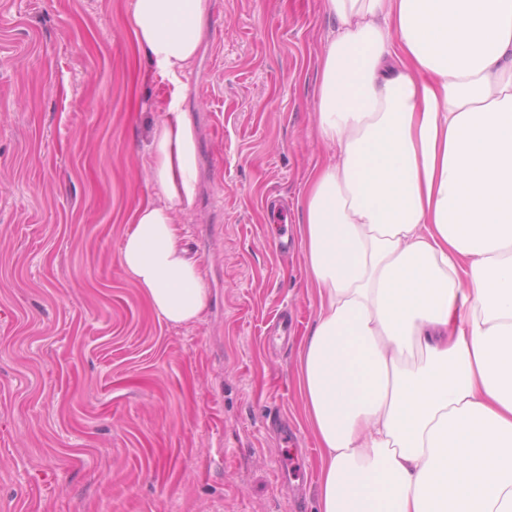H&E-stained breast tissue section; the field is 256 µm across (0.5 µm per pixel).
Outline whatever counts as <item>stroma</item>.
I'll return each instance as SVG.
<instances>
[{
  "label": "stroma",
  "mask_w": 512,
  "mask_h": 512,
  "mask_svg": "<svg viewBox=\"0 0 512 512\" xmlns=\"http://www.w3.org/2000/svg\"><path fill=\"white\" fill-rule=\"evenodd\" d=\"M322 2L207 0L180 222L208 305L174 327L119 260L173 91L127 0H0V512H318L298 203Z\"/></svg>",
  "instance_id": "stroma-1"
}]
</instances>
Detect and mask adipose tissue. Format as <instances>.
I'll list each match as a JSON object with an SVG mask.
<instances>
[{
    "label": "adipose tissue",
    "instance_id": "adipose-tissue-1",
    "mask_svg": "<svg viewBox=\"0 0 512 512\" xmlns=\"http://www.w3.org/2000/svg\"><path fill=\"white\" fill-rule=\"evenodd\" d=\"M329 148L300 234L318 313L298 388L324 450L320 512H512V0H325ZM206 0H129L176 87L146 151L159 198L120 261L157 317L197 321L178 214L196 147L180 110Z\"/></svg>",
    "mask_w": 512,
    "mask_h": 512
}]
</instances>
